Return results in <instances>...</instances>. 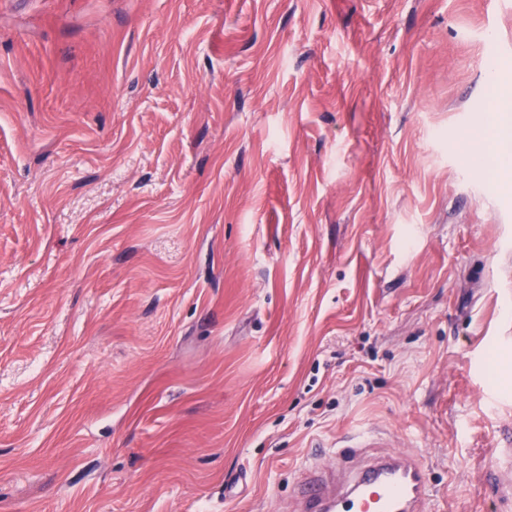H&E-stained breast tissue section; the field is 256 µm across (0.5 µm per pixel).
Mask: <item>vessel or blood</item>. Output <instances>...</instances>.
Wrapping results in <instances>:
<instances>
[{"label": "vessel or blood", "instance_id": "vessel-or-blood-1", "mask_svg": "<svg viewBox=\"0 0 512 512\" xmlns=\"http://www.w3.org/2000/svg\"><path fill=\"white\" fill-rule=\"evenodd\" d=\"M384 445L383 438L365 432L349 438L336 452L339 484H332L318 470L309 471L301 489L305 512H420L428 494L424 464L407 451L367 457V449ZM482 483L497 500L512 504L510 424L500 431Z\"/></svg>", "mask_w": 512, "mask_h": 512}]
</instances>
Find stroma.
Segmentation results:
<instances>
[{
	"instance_id": "stroma-1",
	"label": "stroma",
	"mask_w": 512,
	"mask_h": 512,
	"mask_svg": "<svg viewBox=\"0 0 512 512\" xmlns=\"http://www.w3.org/2000/svg\"><path fill=\"white\" fill-rule=\"evenodd\" d=\"M512 0H0V512H299L348 434L512 424Z\"/></svg>"
}]
</instances>
